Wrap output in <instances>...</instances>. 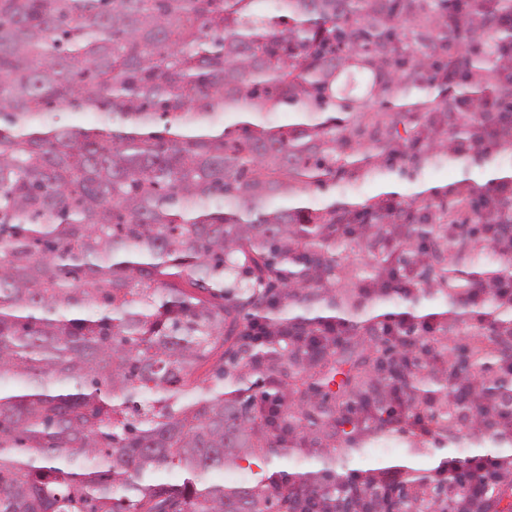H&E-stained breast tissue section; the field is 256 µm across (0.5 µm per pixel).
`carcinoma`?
Segmentation results:
<instances>
[{
	"mask_svg": "<svg viewBox=\"0 0 512 512\" xmlns=\"http://www.w3.org/2000/svg\"><path fill=\"white\" fill-rule=\"evenodd\" d=\"M61 106L100 120L57 126ZM511 113L512 0H0V512H303L309 494L416 512L444 490L409 465L397 490L345 498L331 467L204 479L309 440L359 452L356 411L396 384L438 447L472 415L512 448V303L471 301L512 277V234L467 267L482 225H512V175L310 200L440 158L489 167ZM385 236L402 249L336 288V247ZM397 265L417 269L412 303L448 299L437 348L361 316ZM336 319L347 335L321 331ZM258 373L284 408L270 426ZM173 467L182 483L159 479Z\"/></svg>",
	"mask_w": 512,
	"mask_h": 512,
	"instance_id": "1",
	"label": "carcinoma"
}]
</instances>
